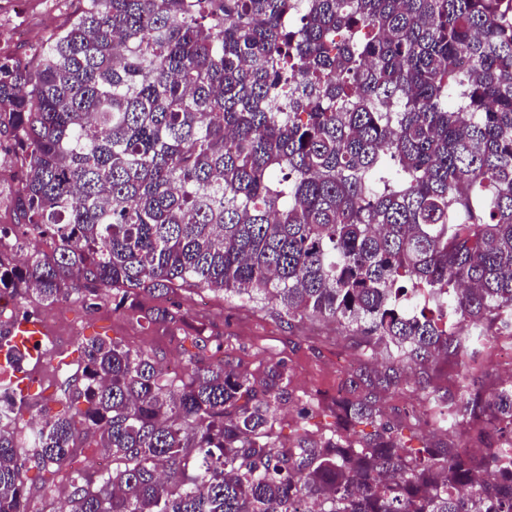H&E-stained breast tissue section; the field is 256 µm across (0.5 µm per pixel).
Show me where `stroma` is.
<instances>
[{"label":"stroma","instance_id":"stroma-1","mask_svg":"<svg viewBox=\"0 0 512 512\" xmlns=\"http://www.w3.org/2000/svg\"><path fill=\"white\" fill-rule=\"evenodd\" d=\"M75 8V0H0V53L29 57L52 31L66 24ZM147 304L175 312L180 328L137 321L110 303L95 309L77 301L48 307L28 299L9 303L0 312V325L9 326L27 313L47 329L40 356L25 366L31 387L24 396L23 418H30L58 393L60 385L81 371L80 347L98 337L151 351L170 369L182 367L192 357L205 362L221 359L227 366L259 376L271 363L284 361L289 381L277 427L282 442H294L302 423L313 432L333 430L337 399L369 394L376 397L384 417L410 447L497 445L491 434L482 436L473 429L461 440L433 426L426 394L434 390L456 397L458 367L454 363L438 360L427 372L402 374L397 384L386 388L361 385L357 382L360 374H380L381 366L362 338L339 324L293 321L275 306L241 302L197 288L151 298ZM511 343L512 337L506 335L491 340L469 363L472 387L484 398H491L508 376L500 354Z\"/></svg>","mask_w":512,"mask_h":512}]
</instances>
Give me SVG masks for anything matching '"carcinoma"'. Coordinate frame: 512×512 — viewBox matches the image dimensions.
<instances>
[{"mask_svg":"<svg viewBox=\"0 0 512 512\" xmlns=\"http://www.w3.org/2000/svg\"><path fill=\"white\" fill-rule=\"evenodd\" d=\"M78 2L29 62L0 55L27 233L0 229V301L194 287L338 323L387 385L459 361L435 425L500 447L408 448L368 397L279 443L285 363L175 379L92 339L37 427L0 395V512H36L29 464L63 475L67 512H512V381L486 401L466 366L512 336V0ZM96 435L112 469L71 466Z\"/></svg>","mask_w":512,"mask_h":512,"instance_id":"1","label":"carcinoma"}]
</instances>
